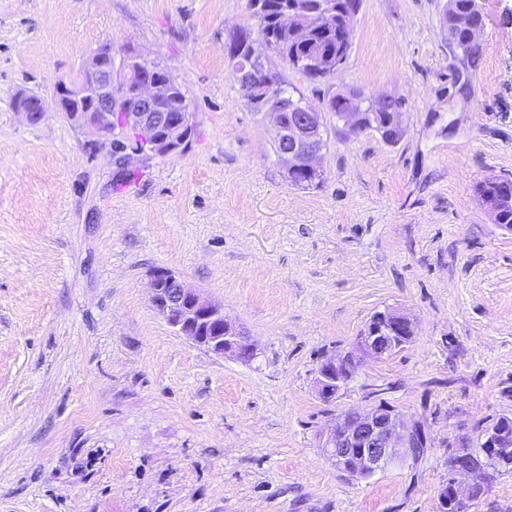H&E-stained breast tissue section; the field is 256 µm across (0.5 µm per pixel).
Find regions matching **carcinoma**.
Wrapping results in <instances>:
<instances>
[{
	"label": "carcinoma",
	"mask_w": 512,
	"mask_h": 512,
	"mask_svg": "<svg viewBox=\"0 0 512 512\" xmlns=\"http://www.w3.org/2000/svg\"><path fill=\"white\" fill-rule=\"evenodd\" d=\"M257 29L252 32L242 29L231 39L228 50L229 65L237 67L235 58L256 55L258 70L248 86H240L246 102L260 111L259 102L288 91L271 57L282 60L310 78H323L336 72L348 59L352 40V29L346 28L343 15L353 9L358 0H249ZM304 14L308 17V33L301 39L295 26L285 29L280 16L284 12ZM443 24L448 30V40L455 53L473 63L479 55V45L471 42L470 30L483 25L479 0H447L443 11ZM362 94L358 89H349L331 94L327 100V111L334 116L349 112L355 99ZM359 126L352 131L357 136L375 131L388 143L395 144L403 136L401 125L402 101L392 98L389 102L368 104L361 109ZM481 200L502 194V182L494 177L478 185Z\"/></svg>",
	"instance_id": "carcinoma-1"
}]
</instances>
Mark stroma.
I'll list each match as a JSON object with an SVG mask.
<instances>
[{"instance_id": "35a3bbf8", "label": "stroma", "mask_w": 512, "mask_h": 512, "mask_svg": "<svg viewBox=\"0 0 512 512\" xmlns=\"http://www.w3.org/2000/svg\"><path fill=\"white\" fill-rule=\"evenodd\" d=\"M446 0H361L347 62L303 102L360 89L403 102L404 135L326 116L319 184L292 185L271 117L229 77L248 0H0V512H440L448 459L512 415V231L481 181L512 177V0H480L465 88ZM166 69L196 114L188 147L128 172L56 112L102 42ZM44 99L28 122L21 95ZM165 269L224 307L249 361L178 335L147 284ZM417 324L385 359L359 337L385 309ZM360 358L322 401L325 359ZM393 406L426 437L357 478L323 441L349 409Z\"/></svg>"}]
</instances>
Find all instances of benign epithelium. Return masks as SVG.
<instances>
[{"label": "benign epithelium", "mask_w": 512, "mask_h": 512, "mask_svg": "<svg viewBox=\"0 0 512 512\" xmlns=\"http://www.w3.org/2000/svg\"><path fill=\"white\" fill-rule=\"evenodd\" d=\"M161 75L163 80L156 79L145 69V63L130 52L115 57L112 44L104 42L82 60L71 81L56 86L57 110L73 124L110 140L114 162L121 169L128 166L130 159L124 143L129 134L138 141V153L168 155L181 151L195 113L164 111L169 87L176 85V80L165 71ZM264 109L275 119L280 144L277 155L287 171L317 170L322 154L321 113L288 101L284 94ZM150 300L167 324L194 344L219 356H254V344L224 317V307L187 287L172 272L159 269L153 273ZM416 333V323L406 313L387 309L370 318L360 336V349L370 358L384 359L411 344ZM357 369L358 361L351 354L321 364L316 378L320 398L329 401L338 397ZM424 447L426 440L420 431L383 402L366 411L343 412L325 441L333 464L359 477L383 469L403 448L415 454ZM480 448V461L468 448L460 449L449 461V470L467 475L469 484L462 490L455 478H448L440 491V505L450 503L457 512H467L481 498L489 480L508 470L512 464V417L502 416L489 425Z\"/></svg>", "instance_id": "1"}]
</instances>
